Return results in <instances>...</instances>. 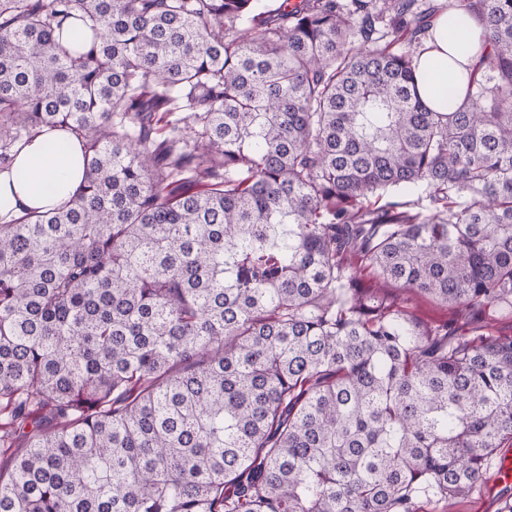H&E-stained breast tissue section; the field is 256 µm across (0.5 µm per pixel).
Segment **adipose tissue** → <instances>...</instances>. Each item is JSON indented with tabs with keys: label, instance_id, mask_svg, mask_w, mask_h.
Listing matches in <instances>:
<instances>
[{
	"label": "adipose tissue",
	"instance_id": "obj_1",
	"mask_svg": "<svg viewBox=\"0 0 512 512\" xmlns=\"http://www.w3.org/2000/svg\"><path fill=\"white\" fill-rule=\"evenodd\" d=\"M456 38H449V31ZM483 27L475 16L447 10L434 15L418 60L419 72L440 67L448 79L480 76ZM83 178L80 144L66 132L54 130L22 143L13 171L0 172V224L32 210H47L71 201Z\"/></svg>",
	"mask_w": 512,
	"mask_h": 512
}]
</instances>
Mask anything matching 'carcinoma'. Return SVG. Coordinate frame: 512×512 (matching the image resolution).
Returning a JSON list of instances; mask_svg holds the SVG:
<instances>
[{
  "label": "carcinoma",
  "mask_w": 512,
  "mask_h": 512,
  "mask_svg": "<svg viewBox=\"0 0 512 512\" xmlns=\"http://www.w3.org/2000/svg\"><path fill=\"white\" fill-rule=\"evenodd\" d=\"M447 7L487 53L435 112L424 0H0V171L45 128L84 164L0 224V512L481 492L512 336L408 302L512 307V0ZM422 187L428 213L384 200ZM408 306L416 316L428 323L439 324L459 319L458 313L453 307L436 303L428 297H414Z\"/></svg>",
  "instance_id": "1"
}]
</instances>
